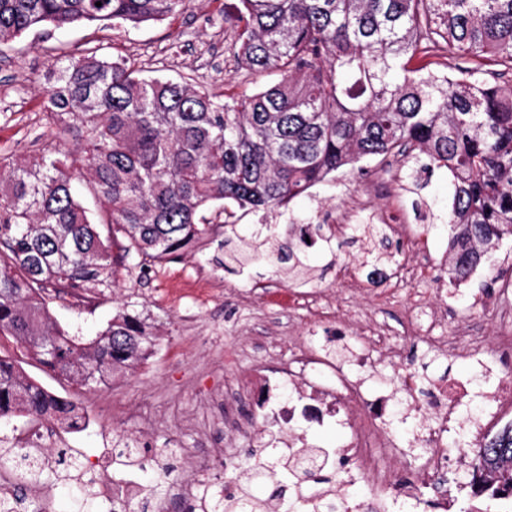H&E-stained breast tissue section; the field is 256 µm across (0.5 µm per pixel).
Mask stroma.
I'll use <instances>...</instances> for the list:
<instances>
[{
	"label": "stroma",
	"mask_w": 512,
	"mask_h": 512,
	"mask_svg": "<svg viewBox=\"0 0 512 512\" xmlns=\"http://www.w3.org/2000/svg\"><path fill=\"white\" fill-rule=\"evenodd\" d=\"M234 2L187 0L179 14L137 28L71 26L51 30L43 39L28 33L0 47V155L27 160L73 149L72 135L49 124L43 114L49 65L54 56L64 52L78 55L100 47L105 53L135 59L149 71L188 73L215 91H240L243 76L237 73L230 51L233 28L224 19ZM376 169L383 175L374 191L375 203L405 214L417 242L418 261L430 269L410 290L419 299V318L427 319L436 308L443 313V326L465 322L486 335H495L497 326L490 312L505 289H512V237L493 249L475 275L449 284L447 215L452 185L447 169L414 164L410 170L417 186L408 193L399 181L408 169L396 161L382 165L370 160L364 170L347 167L338 171L335 179L316 185L288 209L248 213L232 240H225L219 230L201 248L145 269L137 257L116 256L114 284L94 303L69 295L55 300L51 313L69 332L95 335L124 307L139 314L157 338L147 360L116 374L109 384L90 390L62 384L36 363L23 362L28 376L69 397L89 417L87 427L64 433L65 447L82 459L97 461L112 447L115 436L143 437L152 464L142 471V483L156 480L162 469L178 478L182 475L180 464L169 450L178 442L192 445L211 427L206 395L223 388L235 374L248 372L265 351L286 346L292 336L302 337L320 354L337 351L348 356L369 347L368 337L337 333L335 324L315 323L304 310L282 307L277 299L280 292H329L337 290L341 281L354 278L363 282L364 301L379 320L398 325L402 309L397 300L410 291L385 277L394 269L395 260L376 265L366 262L368 240L355 241L336 232L331 241L320 239L305 248L312 274L306 284L289 279L283 265L248 259L258 225L275 226L281 237L298 240L303 226L318 224L343 210L346 186L368 184L370 171ZM400 343L404 348L400 368L378 367L366 374L365 386L391 391L401 369L415 379L414 395L404 396L402 403H391L382 420L383 430L398 436L404 448L394 466L397 479L404 481L410 479L417 457L409 448L411 432L421 421L416 403L426 399L438 383L468 380L474 384L469 408L477 410L486 390L481 377L493 381L512 377V361L498 360L488 350L467 357L445 356L421 339L404 337ZM448 455V492L459 505H469L468 483L476 451L452 447Z\"/></svg>",
	"instance_id": "35a3bbf8"
}]
</instances>
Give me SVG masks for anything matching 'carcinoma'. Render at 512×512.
I'll list each match as a JSON object with an SVG mask.
<instances>
[{"label":"carcinoma","instance_id":"obj_1","mask_svg":"<svg viewBox=\"0 0 512 512\" xmlns=\"http://www.w3.org/2000/svg\"><path fill=\"white\" fill-rule=\"evenodd\" d=\"M101 6H96V2ZM185 0H0V44L47 27L120 28L162 21ZM231 50L252 88L212 93L185 77L146 75L135 61L91 51L51 64L44 115L65 118L80 138L81 165L44 154L33 163L0 156V335L11 336L44 369L91 389L142 362L154 335L120 309L94 337L61 329L52 296L91 299L112 288L117 244L142 267L172 262L203 246L224 213L281 208L345 166L389 157L448 169V280H466L489 250L512 236V89L483 78L493 62L512 71V0H237ZM446 52L464 61L449 79L426 59ZM277 75L268 83L265 78ZM104 205L90 213L83 193ZM354 233L388 242L382 224ZM290 241L251 258L303 267ZM26 417L74 426V402L0 356V420ZM68 448H8L0 463L20 484L0 497V512L29 509L26 485L51 483ZM294 465L330 483L315 456ZM477 465L512 491V428ZM271 486L247 512H276L286 485L265 468L251 474ZM201 512H224V496L201 490Z\"/></svg>","mask_w":512,"mask_h":512}]
</instances>
